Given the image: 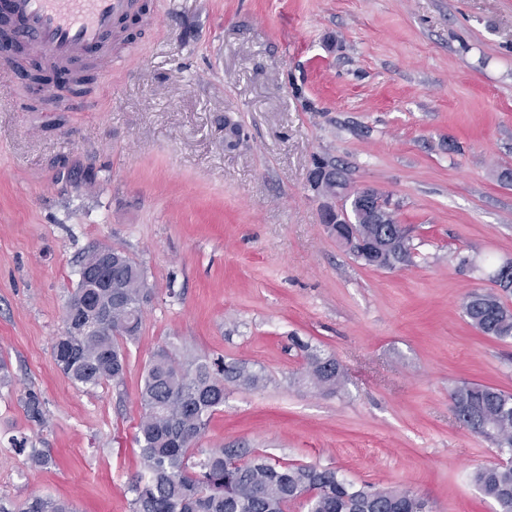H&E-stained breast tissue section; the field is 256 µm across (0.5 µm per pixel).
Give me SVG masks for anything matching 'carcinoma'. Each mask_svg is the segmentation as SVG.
<instances>
[{
  "label": "carcinoma",
  "mask_w": 512,
  "mask_h": 512,
  "mask_svg": "<svg viewBox=\"0 0 512 512\" xmlns=\"http://www.w3.org/2000/svg\"><path fill=\"white\" fill-rule=\"evenodd\" d=\"M387 224H340L338 235L363 241L356 259L376 269L410 263V237L386 248L398 230L386 207ZM112 264V289L98 288L86 278L68 299L71 318L95 325L88 336L61 334L53 345V361L73 383L97 387L118 385L126 370L124 345L141 330L149 284L136 262L121 250ZM471 326L500 342L512 341V308L491 288L474 290L462 301ZM306 377L323 390L334 391L345 378L342 364L303 346ZM257 388L262 376L243 363L186 357L161 347L149 362L140 389L142 415L138 426L141 470L130 485L132 512H288L299 503L306 512H422L425 501L396 487H353L333 468L273 462L250 448H196L210 416L224 406V382ZM456 417L488 437L498 451L512 453V394L495 387L464 382L450 393ZM30 421L45 422L42 403L31 393L26 401ZM474 483L497 506L512 512V461L499 460L477 469ZM0 512H76L73 504L34 495L17 507L0 501Z\"/></svg>",
  "instance_id": "1"
}]
</instances>
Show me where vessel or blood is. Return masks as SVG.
Instances as JSON below:
<instances>
[{
	"mask_svg": "<svg viewBox=\"0 0 512 512\" xmlns=\"http://www.w3.org/2000/svg\"><path fill=\"white\" fill-rule=\"evenodd\" d=\"M18 21V38L30 52L67 67L78 61L92 64L100 75L111 73L120 57L114 36L118 22L141 13L140 0H9Z\"/></svg>",
	"mask_w": 512,
	"mask_h": 512,
	"instance_id": "b4317fda",
	"label": "vessel or blood"
}]
</instances>
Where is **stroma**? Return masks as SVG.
<instances>
[{"instance_id": "1", "label": "stroma", "mask_w": 512, "mask_h": 512, "mask_svg": "<svg viewBox=\"0 0 512 512\" xmlns=\"http://www.w3.org/2000/svg\"><path fill=\"white\" fill-rule=\"evenodd\" d=\"M147 3L153 24L92 104L35 110L0 91V498L131 512L140 388L172 345L265 378L225 384L199 448L332 467L432 512H494L472 475L496 450L449 392L512 393V343L462 309L512 258V0ZM317 156L391 196L412 263L375 269L337 246L308 181ZM98 247L131 257L152 295L122 383L86 388L52 346ZM306 345L343 364L341 388L305 380Z\"/></svg>"}]
</instances>
